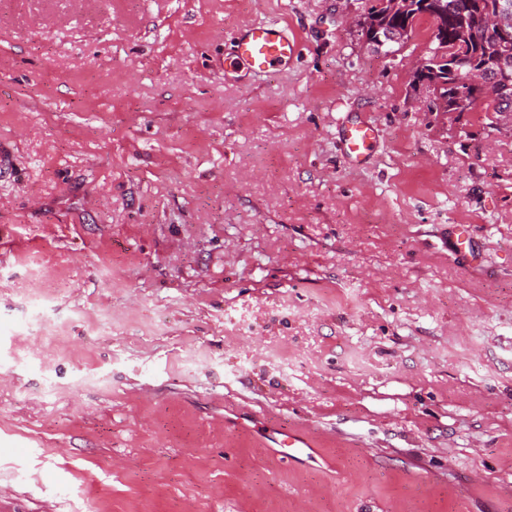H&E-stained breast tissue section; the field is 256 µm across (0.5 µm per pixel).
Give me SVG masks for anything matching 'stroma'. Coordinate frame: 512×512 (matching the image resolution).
I'll return each mask as SVG.
<instances>
[{
    "label": "stroma",
    "mask_w": 512,
    "mask_h": 512,
    "mask_svg": "<svg viewBox=\"0 0 512 512\" xmlns=\"http://www.w3.org/2000/svg\"><path fill=\"white\" fill-rule=\"evenodd\" d=\"M361 8L0 0V512H512V113ZM232 52L224 57V79L248 85L258 74H269L288 63L300 44L288 27L271 20L238 26L231 37ZM339 137L351 164L364 165L376 140L374 128L368 122L355 120L340 129ZM268 434V441L272 442L277 450L279 458L284 461L300 459L303 455H308L307 448H304L300 436L294 432Z\"/></svg>",
    "instance_id": "obj_1"
}]
</instances>
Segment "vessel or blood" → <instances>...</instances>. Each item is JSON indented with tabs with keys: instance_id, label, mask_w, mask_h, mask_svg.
Here are the masks:
<instances>
[{
	"instance_id": "b4317fda",
	"label": "vessel or blood",
	"mask_w": 512,
	"mask_h": 512,
	"mask_svg": "<svg viewBox=\"0 0 512 512\" xmlns=\"http://www.w3.org/2000/svg\"><path fill=\"white\" fill-rule=\"evenodd\" d=\"M231 40L233 49L224 58V76L244 84L255 75L272 73L287 64L300 48L298 40L289 35L287 26L277 20L240 25ZM339 137L351 164L364 165L376 140L373 127L356 120L345 124ZM272 442L284 461L301 458L307 453L300 436L294 432L273 437Z\"/></svg>"
}]
</instances>
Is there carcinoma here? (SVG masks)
I'll list each match as a JSON object with an SVG mask.
<instances>
[{
	"instance_id": "1",
	"label": "carcinoma",
	"mask_w": 512,
	"mask_h": 512,
	"mask_svg": "<svg viewBox=\"0 0 512 512\" xmlns=\"http://www.w3.org/2000/svg\"><path fill=\"white\" fill-rule=\"evenodd\" d=\"M383 0H362V12L377 20L382 31L408 25L427 17L439 34L431 35L426 48L424 69L414 81L432 90L430 112H468L483 102L487 112H512V88L501 91L494 80L507 73L512 76V48L488 27V17L496 12L499 0H441V12L435 14L423 0H403V13L390 14ZM472 53L475 65L458 74L444 61V47Z\"/></svg>"
}]
</instances>
